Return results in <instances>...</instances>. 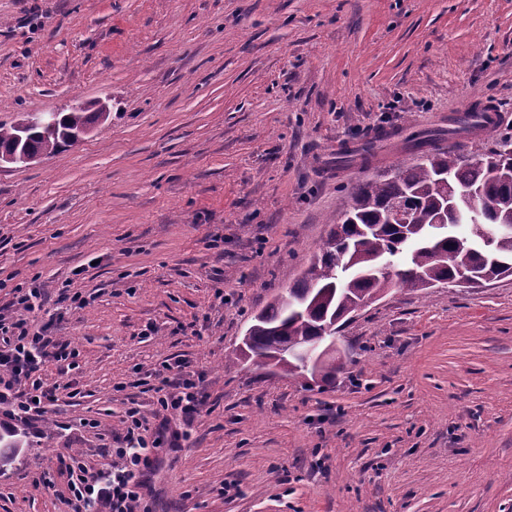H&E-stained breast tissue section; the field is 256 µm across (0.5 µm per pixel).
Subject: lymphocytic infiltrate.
Returning <instances> with one entry per match:
<instances>
[{
	"mask_svg": "<svg viewBox=\"0 0 512 512\" xmlns=\"http://www.w3.org/2000/svg\"><path fill=\"white\" fill-rule=\"evenodd\" d=\"M42 288L33 283L15 290V303L22 310L19 318L0 314V405L9 416L24 423L42 416L50 394L40 370L49 361L67 362L75 352L55 334L58 317L52 316L38 330H31L26 314L40 309ZM176 380L162 378L158 403L167 417L146 439L138 408L126 411L125 429L114 448L110 467L91 472L73 456L58 462L71 477L70 503L73 512H138L146 486L145 471L162 445L178 447L202 404L199 371L178 368Z\"/></svg>",
	"mask_w": 512,
	"mask_h": 512,
	"instance_id": "f902f5d3",
	"label": "lymphocytic infiltrate"
}]
</instances>
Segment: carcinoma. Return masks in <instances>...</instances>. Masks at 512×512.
Wrapping results in <instances>:
<instances>
[{
    "label": "carcinoma",
    "instance_id": "1",
    "mask_svg": "<svg viewBox=\"0 0 512 512\" xmlns=\"http://www.w3.org/2000/svg\"><path fill=\"white\" fill-rule=\"evenodd\" d=\"M109 116L108 104L100 101L72 104L51 128L35 125L36 114L24 113L0 127V151L12 149L19 130L28 128L25 152L52 155ZM405 145L419 154L418 162L359 184L336 225L349 246L347 260H338L326 241L301 278L254 317L242 356L271 358L287 346L311 344L363 302L395 287L425 290L465 275L486 284L512 275V143L472 159L438 147L430 135L412 134ZM378 150L379 139L369 138L340 151L338 163L349 164L355 156L368 161ZM404 197L414 201L413 229L407 231L390 223L391 205ZM290 300L302 303L300 313L289 311ZM278 365L292 378L328 380L344 361L332 352L310 367L284 358Z\"/></svg>",
    "mask_w": 512,
    "mask_h": 512
}]
</instances>
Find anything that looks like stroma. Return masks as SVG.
Here are the masks:
<instances>
[{
  "mask_svg": "<svg viewBox=\"0 0 512 512\" xmlns=\"http://www.w3.org/2000/svg\"><path fill=\"white\" fill-rule=\"evenodd\" d=\"M78 100L109 120L0 169V313L39 281L77 353L42 369L36 422L0 409V512H72L58 457L104 467L133 402L154 430L179 360L204 404L146 512H512V276L391 292L342 325L326 381L237 358L359 182L413 162L410 133L512 141V0H0V125ZM483 100L499 125L448 135ZM379 137L375 138H369L365 140L358 148L354 150H341L338 153L339 159L337 162L340 164H350L352 161H354V156H360V159L364 161H369L370 159L376 157L379 147Z\"/></svg>",
  "mask_w": 512,
  "mask_h": 512,
  "instance_id": "35a3bbf8",
  "label": "stroma"
}]
</instances>
